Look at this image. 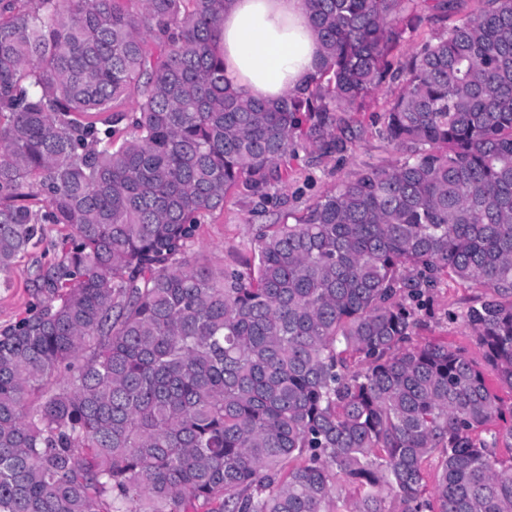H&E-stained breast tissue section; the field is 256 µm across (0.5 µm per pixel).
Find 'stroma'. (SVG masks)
<instances>
[{
  "label": "stroma",
  "instance_id": "1",
  "mask_svg": "<svg viewBox=\"0 0 512 512\" xmlns=\"http://www.w3.org/2000/svg\"><path fill=\"white\" fill-rule=\"evenodd\" d=\"M452 4L447 18L423 21L416 30L407 32L400 47L403 56H410L425 40L441 33L447 22L469 15L478 8L479 0H452ZM402 88V81L387 82L366 111L346 114L345 130L340 133L335 150L327 152L298 144L297 157L291 161L287 177L272 188L276 204L266 203L243 187L231 192L222 210L201 218L190 246L191 255L215 267L245 268L252 258L249 241L259 227L281 224L300 215L320 195L358 169L394 163L399 154L386 137L384 112ZM47 260L43 248L29 251L17 260L7 276V285L0 287V327L28 315L34 301L30 272L37 263ZM486 296L480 286L442 277L429 292L413 344L435 342L462 348L475 362H483L484 350L464 314L468 308L480 306Z\"/></svg>",
  "mask_w": 512,
  "mask_h": 512
}]
</instances>
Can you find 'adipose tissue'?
<instances>
[{
  "label": "adipose tissue",
  "mask_w": 512,
  "mask_h": 512,
  "mask_svg": "<svg viewBox=\"0 0 512 512\" xmlns=\"http://www.w3.org/2000/svg\"><path fill=\"white\" fill-rule=\"evenodd\" d=\"M219 48L225 83L267 101L305 86L320 57L305 0H230Z\"/></svg>",
  "instance_id": "ef3b65f1"
}]
</instances>
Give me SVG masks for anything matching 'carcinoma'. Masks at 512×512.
Returning a JSON list of instances; mask_svg holds the SVG:
<instances>
[{
    "label": "carcinoma",
    "instance_id": "1",
    "mask_svg": "<svg viewBox=\"0 0 512 512\" xmlns=\"http://www.w3.org/2000/svg\"><path fill=\"white\" fill-rule=\"evenodd\" d=\"M130 2L0 0V275L70 229L0 329V512H512V409L465 351L411 344L425 289L474 283L512 388V0L403 60L408 6L448 0H306L316 73L268 102L224 83L230 0ZM393 67L403 160L258 229L245 270L189 256Z\"/></svg>",
    "mask_w": 512,
    "mask_h": 512
}]
</instances>
